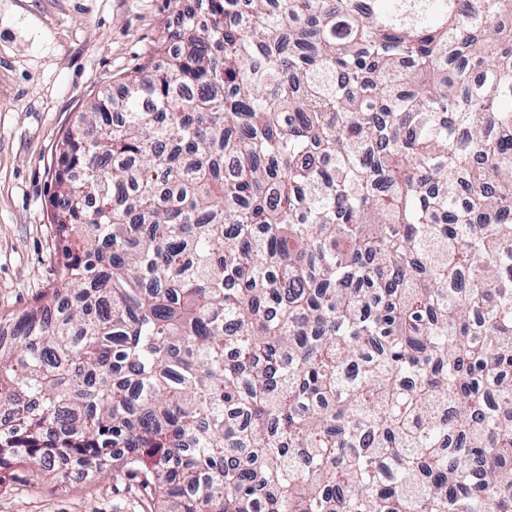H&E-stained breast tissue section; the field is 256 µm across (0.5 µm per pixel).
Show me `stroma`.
Here are the masks:
<instances>
[{"label":"stroma","instance_id":"obj_1","mask_svg":"<svg viewBox=\"0 0 512 512\" xmlns=\"http://www.w3.org/2000/svg\"><path fill=\"white\" fill-rule=\"evenodd\" d=\"M169 0H0V314L30 308L53 278L48 222L63 133L115 92L174 17ZM0 512H154L111 470L79 483L14 478Z\"/></svg>","mask_w":512,"mask_h":512}]
</instances>
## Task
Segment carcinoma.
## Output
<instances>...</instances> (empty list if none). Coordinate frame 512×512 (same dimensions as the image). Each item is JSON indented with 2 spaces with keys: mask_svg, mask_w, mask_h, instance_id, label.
Masks as SVG:
<instances>
[{
  "mask_svg": "<svg viewBox=\"0 0 512 512\" xmlns=\"http://www.w3.org/2000/svg\"><path fill=\"white\" fill-rule=\"evenodd\" d=\"M173 3L62 136L0 488L512 512V0Z\"/></svg>",
  "mask_w": 512,
  "mask_h": 512,
  "instance_id": "obj_1",
  "label": "carcinoma"
}]
</instances>
